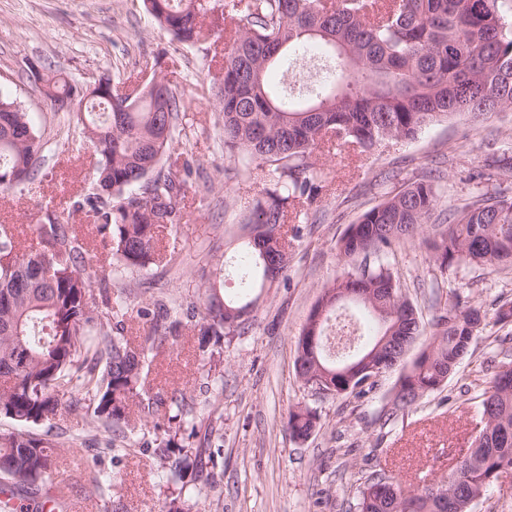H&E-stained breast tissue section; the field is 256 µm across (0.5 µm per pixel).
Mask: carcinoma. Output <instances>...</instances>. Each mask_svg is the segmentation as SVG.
<instances>
[{
	"label": "carcinoma",
	"instance_id": "1",
	"mask_svg": "<svg viewBox=\"0 0 512 512\" xmlns=\"http://www.w3.org/2000/svg\"><path fill=\"white\" fill-rule=\"evenodd\" d=\"M154 21L175 40L194 44L204 37L205 21L224 22L221 56L224 81L216 93L223 112L224 150L244 165L272 166L247 223L243 242L249 267L241 272V291L224 302L213 296L188 305V317L204 336L202 345L242 336L264 289L288 270V206L311 201L322 191L313 157L334 141H351L365 151L385 139L411 140L426 125L465 115L489 122L512 111V12L498 0H145ZM322 48L325 76L309 82L298 98L277 91L268 74L302 68L311 60L301 49ZM31 73L45 82L53 109L67 112L87 129L99 160L79 206L89 207L99 247L117 273L129 275L155 262L157 231L176 224L186 184L188 161L162 164L166 149L182 132L180 104L161 80L131 109L110 75L77 92L62 74ZM43 150L28 113L0 98V191L28 177ZM438 205L433 177L423 174L364 212L338 242L348 260L379 256L395 241L411 238L431 223ZM26 246L0 224V416L17 427L0 430V501L3 512H24L32 495L52 501L59 483L55 448H79L85 436H63L56 420L83 410L90 428L125 437L130 413L140 398L142 380L153 363L162 315L148 307L131 308L129 280L100 307L87 299L92 275L88 248L65 217L34 225ZM433 260L447 271L460 264L512 267V198L500 193L463 204L446 233L432 244ZM338 288L358 294L353 304L378 323L364 357L383 337L406 333L410 313L399 280L378 261L323 288L302 332H317V353L297 351L294 367L304 385L321 369L340 363L325 351L327 329L336 307L329 295ZM326 308L320 323L314 313ZM149 327L140 348L123 335L127 316ZM487 314L476 306L442 308L430 322V341L401 374L379 419L388 424L418 400L438 391L463 361L486 327ZM494 321L512 326V301L499 302ZM367 365L357 364L353 382L336 378L335 395H363L375 387ZM152 456L166 468L179 494L198 498L204 487L186 481L190 471L207 468L221 449L184 451L164 422L194 437L198 423L185 397L155 402ZM479 430L459 466L435 483L411 486L384 469L360 483L355 512H473L503 475L512 473V359L498 362L478 391ZM315 411L289 412L288 429L297 441L317 427ZM113 474H95L90 492L112 499Z\"/></svg>",
	"mask_w": 512,
	"mask_h": 512
}]
</instances>
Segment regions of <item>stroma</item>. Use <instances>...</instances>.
Listing matches in <instances>:
<instances>
[{
	"label": "stroma",
	"instance_id": "obj_1",
	"mask_svg": "<svg viewBox=\"0 0 512 512\" xmlns=\"http://www.w3.org/2000/svg\"><path fill=\"white\" fill-rule=\"evenodd\" d=\"M34 65L52 66L80 86L104 71L129 89L165 78L187 117L185 135L169 150L190 162L180 221L160 232L159 258L135 274L130 298L132 307L168 311L167 339L145 379L146 396L184 394L198 419L220 421L218 477L203 499L186 500L182 512H348L361 478L385 464L433 479L447 476L475 434L472 371L480 364L492 375L495 355L512 350L511 328L488 324L473 356L442 390L387 426L378 413L398 371L360 397L319 395L295 374L296 343L323 286L358 270V262L337 249L348 227L430 170L437 174L436 223L382 254L403 294L426 320L447 304L467 301L490 313L500 300L512 299V268L462 264L442 274L428 247L464 200L495 191L512 196V168L503 165L512 159V112L483 124L464 116L433 123L415 139L385 141L368 152L353 143L324 148L315 161L322 191L300 208L295 223L301 232L288 239L285 278L263 292L247 332L227 337L212 362L199 348L184 304L202 286H214L219 297L238 289V280L225 277L224 262L240 253L250 212L271 178L268 167H244L224 152L215 97L224 71L212 41L171 40L142 0H0V97L29 113L44 142L30 177L0 193V224L14 225L21 239L30 225L46 221L50 202L80 200L97 163L92 149L79 146L81 125L54 111L30 79ZM213 366L222 376L212 382L207 373ZM299 405L319 417L304 442L287 426L289 411ZM152 438L151 423L141 421L120 458L93 439L73 452L57 450L69 512H103L86 487L89 473L98 471L116 474L112 496L126 512H170L178 491L147 449ZM441 447L447 455L434 459L432 449Z\"/></svg>",
	"mask_w": 512,
	"mask_h": 512
}]
</instances>
